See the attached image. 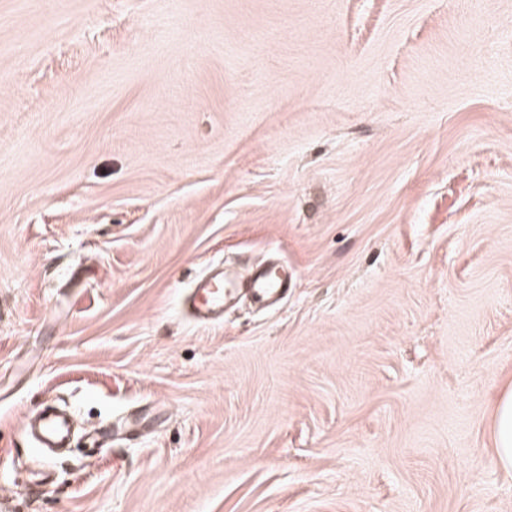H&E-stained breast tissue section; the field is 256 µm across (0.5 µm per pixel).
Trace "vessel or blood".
Masks as SVG:
<instances>
[{"label":"vessel or blood","mask_w":512,"mask_h":512,"mask_svg":"<svg viewBox=\"0 0 512 512\" xmlns=\"http://www.w3.org/2000/svg\"><path fill=\"white\" fill-rule=\"evenodd\" d=\"M289 286L287 274L275 265L256 269L245 281L235 271L217 267L197 281L187 303L198 320L210 322L223 317L240 291H248L255 302L265 304L282 299ZM23 425L42 451L66 447L73 432L71 414L59 408L32 412Z\"/></svg>","instance_id":"obj_1"}]
</instances>
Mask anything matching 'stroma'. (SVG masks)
<instances>
[{
  "label": "stroma",
  "mask_w": 512,
  "mask_h": 512,
  "mask_svg": "<svg viewBox=\"0 0 512 512\" xmlns=\"http://www.w3.org/2000/svg\"><path fill=\"white\" fill-rule=\"evenodd\" d=\"M509 380L512 0H0V512H512ZM243 287L255 302L265 304L288 295L290 279L276 265L256 269L247 281L240 280L233 270L216 267L209 275L197 281L187 298V304L198 320L214 321L223 317L224 310L231 307V302ZM494 452L498 465L512 470V387L498 401L492 420ZM24 428L35 439L38 450L65 448L73 432L70 413L59 408H43L23 420Z\"/></svg>",
  "instance_id": "35a3bbf8"
}]
</instances>
